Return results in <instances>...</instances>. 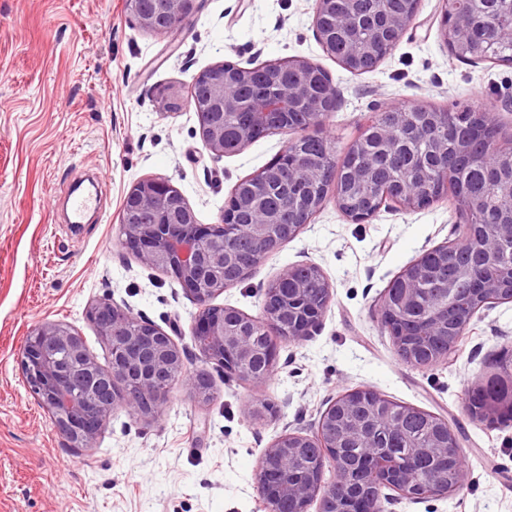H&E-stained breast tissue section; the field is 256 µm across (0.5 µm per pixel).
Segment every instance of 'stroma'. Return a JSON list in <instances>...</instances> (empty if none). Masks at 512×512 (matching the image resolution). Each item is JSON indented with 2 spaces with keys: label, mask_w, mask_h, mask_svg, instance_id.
Wrapping results in <instances>:
<instances>
[{
  "label": "stroma",
  "mask_w": 512,
  "mask_h": 512,
  "mask_svg": "<svg viewBox=\"0 0 512 512\" xmlns=\"http://www.w3.org/2000/svg\"><path fill=\"white\" fill-rule=\"evenodd\" d=\"M314 0H202L177 31L142 28L126 0H0V512H264L258 457L284 429L312 432L339 394L369 387L443 417L459 434L465 479L443 497L401 499L391 512H512V422L480 420L475 394L512 366V302L478 312L454 361H401L378 322L389 283L427 249L461 235L456 203L404 211L386 203L350 221L327 197L299 234L212 300L257 317L263 290L286 267L318 265L333 293L311 338L281 343L262 384L227 376L197 357L199 311L170 275L119 245L122 202L136 182L171 180L197 220L218 223L234 186L293 139L276 132L214 158L189 103L199 73L282 58L320 66L339 93L321 129L337 154L391 103L494 113L512 144V65L449 55L439 0H419L413 26L369 72L328 55L314 28ZM169 88L178 108L159 110ZM90 171L102 187V221L72 228L56 218L55 189ZM110 298L167 332L188 376L205 374L208 400L176 386L164 414L146 421L117 410L95 447L77 450L30 393L19 362L30 327L63 321L101 367L106 342L87 317ZM266 401L263 419L242 414Z\"/></svg>",
  "instance_id": "obj_1"
}]
</instances>
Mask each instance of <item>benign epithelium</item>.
<instances>
[{
  "mask_svg": "<svg viewBox=\"0 0 512 512\" xmlns=\"http://www.w3.org/2000/svg\"><path fill=\"white\" fill-rule=\"evenodd\" d=\"M441 34L448 51L464 61H484V47L512 37V26L497 22L498 15L512 11V0H481L478 10L464 9L461 0H440ZM418 0L405 11L392 9L391 0H374V20L387 31L384 43L372 42L366 54L379 65L399 44L417 15ZM331 0H316L314 27L325 49L332 50L326 23L337 29L357 27L365 17L357 10V0H343L336 12ZM128 7L139 24L157 34L173 32L199 8V0H160V9L143 12L139 0H128ZM294 81L269 83L249 95L240 88L252 81L253 69L226 61L198 75L210 88L208 101L190 99L198 114L199 134L218 158L240 152L251 143L267 121L284 118L290 112H304L306 124L295 128L298 139L323 126L336 110L337 90L328 75L304 59L291 60ZM247 112L253 121L238 130L230 141L225 127L232 117ZM498 135V125L485 124L481 113L471 118L470 135L463 136L450 112H433L426 107L411 108L389 104L381 117L370 120L349 146L350 153H378L387 159L391 182L373 187L371 197H361L350 207L344 196L336 195L341 212L361 223L376 213L372 198L383 194L394 197L405 210L423 209L439 198L438 189L427 179L429 168L454 166L448 162V141L456 144L461 157L474 154L469 136ZM425 139L431 154H416L414 145ZM290 151L279 154L281 166H266L247 191L225 202L220 222L200 224L180 189L168 179H146L133 185L122 204L120 243L148 268L168 273L199 306L192 324V336L198 356L228 370L249 364L264 353L268 364L264 372L252 377L263 383L273 374L278 343H299L311 337L332 300V289L323 272L313 266L309 278L299 277L302 265L285 268L276 282L293 285L288 295L275 285L264 291L262 319L245 315L233 307H214L210 300L225 288L239 282L228 269L238 263L232 242L240 236L251 239L263 256L277 251L295 238L312 215L323 205L327 194H309L313 186H322L328 170L313 161L287 163ZM281 190L280 206L272 209L263 204L271 188ZM482 200L461 197L457 202L458 220L471 223L472 214ZM497 206L507 213V221L483 224L474 230L480 256L462 271L465 292L448 284L444 303L430 315L420 313L418 294L421 278L411 273L402 287L386 292L381 304L380 322L392 328L390 309L404 313L419 327L417 333L403 334L394 340L397 356L407 364L433 366L450 360L456 351L458 336L469 327L475 315L488 307V301H512V265L503 264L493 275L483 273L497 261L504 241L512 240V181L501 184ZM145 213L143 223L136 215ZM297 217V223L285 224V214ZM99 336L110 346L111 360L102 369L87 350L82 336L70 325L58 321L36 323L29 331L20 357L21 371L38 400L51 414L55 427L74 448H93L107 419L118 408L144 419L155 420L164 412L170 390L184 381L191 393L201 396V375L185 376V355L173 339L151 321L138 318L126 307L109 299L100 300L88 309ZM445 336L444 347L431 359L418 358L423 336ZM388 418V435L406 444L401 461L385 463L382 458L389 446L373 436L368 425ZM306 448L323 449L322 459L306 469L299 467ZM461 454L457 433L448 429L441 441L422 442L394 419V414L380 395L368 387L348 391L332 400L320 415L317 431L305 434L288 431L280 434L260 454L255 473L257 492L266 512H280L281 502L288 501L289 512H308L319 501L318 512H385L390 499L382 488L392 487L405 498L419 500L448 494V469L431 467L424 481L413 480L417 464L423 458H448ZM334 465L335 481L353 489L368 487L364 499L348 496L338 499L323 484L325 458Z\"/></svg>",
  "mask_w": 512,
  "mask_h": 512,
  "instance_id": "obj_1",
  "label": "benign epithelium"
}]
</instances>
